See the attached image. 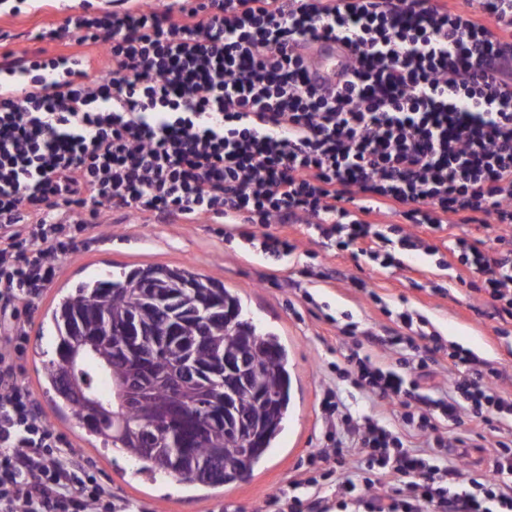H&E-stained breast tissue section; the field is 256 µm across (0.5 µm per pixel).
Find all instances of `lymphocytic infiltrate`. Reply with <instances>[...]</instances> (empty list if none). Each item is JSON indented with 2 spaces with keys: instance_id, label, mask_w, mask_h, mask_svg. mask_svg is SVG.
Returning <instances> with one entry per match:
<instances>
[{
  "instance_id": "lymphocytic-infiltrate-1",
  "label": "lymphocytic infiltrate",
  "mask_w": 512,
  "mask_h": 512,
  "mask_svg": "<svg viewBox=\"0 0 512 512\" xmlns=\"http://www.w3.org/2000/svg\"><path fill=\"white\" fill-rule=\"evenodd\" d=\"M326 36L347 49V75L318 84L305 49ZM32 39L39 49L0 52V512H115L18 375L22 314L101 210L205 217L275 262L295 253L281 227L297 221L375 272L400 266L399 252L444 249L492 317L512 319V0H134ZM451 222L478 234L443 249L424 238ZM398 320L388 338L347 326L344 375L398 407L408 434L331 389L332 445L309 466L329 465L337 493L366 494L369 512H512L501 370L423 315ZM367 344L403 349L399 369ZM442 352L448 389L435 399L404 375ZM482 426L498 434L491 471L463 489L458 463L428 448L472 447ZM409 435L426 449H408ZM384 482L391 494H376ZM301 484L304 495L273 494L272 512H335L316 477Z\"/></svg>"
}]
</instances>
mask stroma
<instances>
[{
    "label": "stroma",
    "mask_w": 512,
    "mask_h": 512,
    "mask_svg": "<svg viewBox=\"0 0 512 512\" xmlns=\"http://www.w3.org/2000/svg\"><path fill=\"white\" fill-rule=\"evenodd\" d=\"M102 5L103 0H42L38 5L32 0H0V31L10 33L11 49L33 50L37 47L30 38L34 27L62 22L84 10L97 13ZM288 235L298 245L297 254L273 267L261 254L248 251L236 232L207 219L193 224L164 222L146 214L106 210L99 229L61 258L54 282L32 300L19 378L56 430L79 450L80 463L111 488L117 506L129 502L146 512H267L269 497L289 489L298 476V465L328 444L322 400L329 386L340 387L352 408L400 426L391 406L352 393L337 371L347 349L341 329L351 322L383 334L401 310L418 311L445 340L499 361L506 375L502 387L512 392V336L497 337L492 320H474L468 308L469 292L456 280L461 266L448 269L440 266L439 256L411 252L403 255V267L373 274L359 268L350 253L328 252L305 224L289 225ZM116 264L185 266L211 276L242 298L260 326L282 337L291 375L290 414L248 481L197 488L174 478L156 483L137 478L127 456L104 450L102 442L74 419L55 412L44 377L53 342L48 312L67 286L101 275ZM323 267L331 270V280L315 282L313 271ZM358 278L368 280L372 294L356 288ZM437 283L448 288V295L433 293Z\"/></svg>",
    "instance_id": "1"
}]
</instances>
